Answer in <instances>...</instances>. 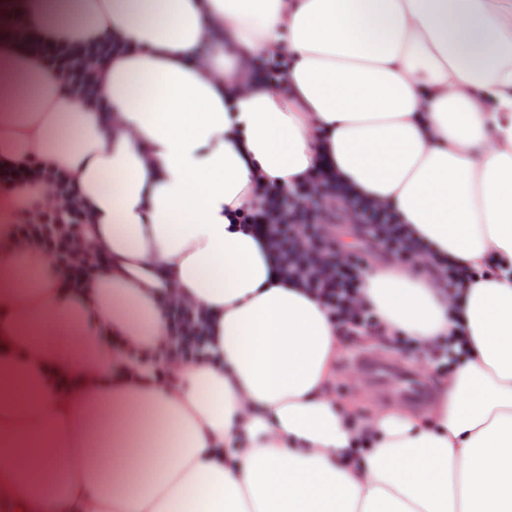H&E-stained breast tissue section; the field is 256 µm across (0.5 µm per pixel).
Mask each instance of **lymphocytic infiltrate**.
<instances>
[{"label": "lymphocytic infiltrate", "mask_w": 512, "mask_h": 512, "mask_svg": "<svg viewBox=\"0 0 512 512\" xmlns=\"http://www.w3.org/2000/svg\"><path fill=\"white\" fill-rule=\"evenodd\" d=\"M55 188L62 205L37 209L24 215L14 226L18 244H37L54 268L61 271V285L79 287L90 269L109 267L105 253L82 258L72 246L73 230L86 224L77 191L64 181ZM261 202L243 211L238 220L250 232L263 236L280 271L290 262L309 272L306 281L323 302L340 335H382V319L377 311L361 303V273L373 261V246H380L399 263L419 271H429L430 246L409 239L394 209L387 204L369 206L361 200L341 195L335 174L320 168L305 183L292 188L263 187ZM169 316L171 341L157 358L163 364L191 362L203 348L193 330L190 309L170 298L160 300Z\"/></svg>", "instance_id": "1"}]
</instances>
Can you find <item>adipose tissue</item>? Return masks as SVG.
Returning a JSON list of instances; mask_svg holds the SVG:
<instances>
[{
  "instance_id": "obj_1",
  "label": "adipose tissue",
  "mask_w": 512,
  "mask_h": 512,
  "mask_svg": "<svg viewBox=\"0 0 512 512\" xmlns=\"http://www.w3.org/2000/svg\"><path fill=\"white\" fill-rule=\"evenodd\" d=\"M59 33L112 45L87 98L29 48ZM272 49L289 91L249 67ZM324 154L477 272L362 274L387 333L466 340L428 412L334 401L327 310L228 215ZM8 160L73 183L112 264L61 289L12 241L30 186L0 191L5 512H512V0H0ZM164 293L216 352L150 361Z\"/></svg>"
}]
</instances>
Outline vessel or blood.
<instances>
[{
    "label": "vessel or blood",
    "mask_w": 512,
    "mask_h": 512,
    "mask_svg": "<svg viewBox=\"0 0 512 512\" xmlns=\"http://www.w3.org/2000/svg\"><path fill=\"white\" fill-rule=\"evenodd\" d=\"M375 393L383 400L398 399L414 405L426 404L429 389L415 371L392 364L386 357L367 355L362 359Z\"/></svg>",
    "instance_id": "1"
}]
</instances>
